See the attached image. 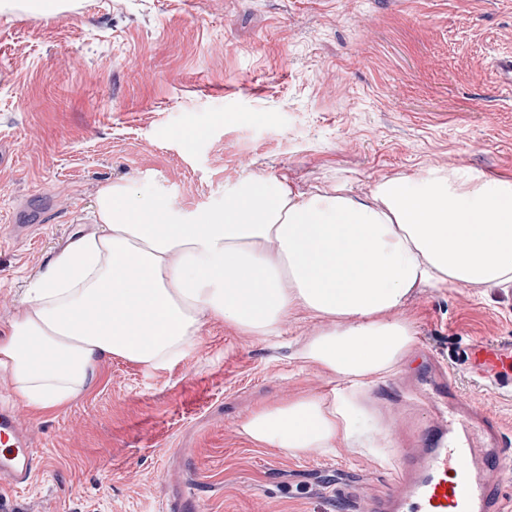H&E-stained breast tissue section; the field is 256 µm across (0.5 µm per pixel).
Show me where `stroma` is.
<instances>
[{"label":"stroma","instance_id":"obj_1","mask_svg":"<svg viewBox=\"0 0 512 512\" xmlns=\"http://www.w3.org/2000/svg\"><path fill=\"white\" fill-rule=\"evenodd\" d=\"M0 13V334L107 183L198 224L254 174L299 190L429 167L512 179V0H72ZM25 231H18V224ZM409 365L357 392L370 429L292 458L239 434L257 406L336 381L302 365L314 322L246 336L205 320L178 361L119 358L64 410L33 414L0 374L37 455L8 512H372L418 430L443 424L398 385L427 359L512 442V382L477 377V342L512 348V287L421 288Z\"/></svg>","mask_w":512,"mask_h":512}]
</instances>
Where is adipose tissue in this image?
I'll return each instance as SVG.
<instances>
[{
	"label": "adipose tissue",
	"mask_w": 512,
	"mask_h": 512,
	"mask_svg": "<svg viewBox=\"0 0 512 512\" xmlns=\"http://www.w3.org/2000/svg\"><path fill=\"white\" fill-rule=\"evenodd\" d=\"M95 220L29 284L0 336V371L35 411L87 393L103 360H178L207 317L274 337L306 313L317 326L299 360L364 390L412 354L416 289L512 286V179L474 168L384 176L360 193L257 174L201 224L109 184ZM365 424L353 396L334 391L257 407L240 432L300 457L334 451Z\"/></svg>",
	"instance_id": "obj_1"
}]
</instances>
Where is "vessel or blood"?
<instances>
[{
	"label": "vessel or blood",
	"mask_w": 512,
	"mask_h": 512,
	"mask_svg": "<svg viewBox=\"0 0 512 512\" xmlns=\"http://www.w3.org/2000/svg\"><path fill=\"white\" fill-rule=\"evenodd\" d=\"M467 360L485 379L512 381V348L478 343ZM428 385V406L446 408L453 419L448 427L422 431L373 512H508L500 476L512 468V444L487 410L459 402L450 375L439 365H432ZM34 466L19 419L0 406V491L26 482Z\"/></svg>",
	"instance_id": "obj_1"
}]
</instances>
